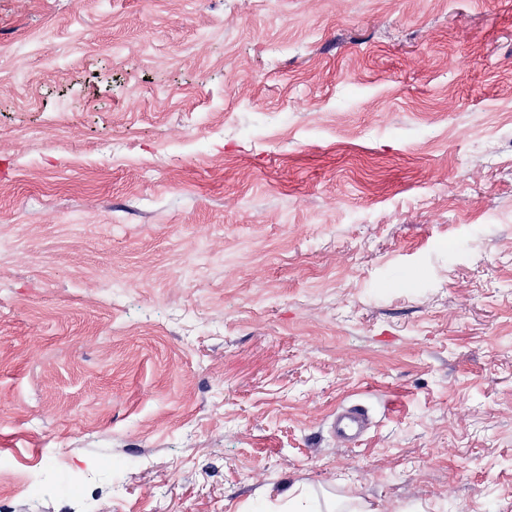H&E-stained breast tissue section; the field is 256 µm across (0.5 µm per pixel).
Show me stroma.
I'll list each match as a JSON object with an SVG mask.
<instances>
[{"label":"stroma","mask_w":512,"mask_h":512,"mask_svg":"<svg viewBox=\"0 0 512 512\" xmlns=\"http://www.w3.org/2000/svg\"><path fill=\"white\" fill-rule=\"evenodd\" d=\"M295 485L512 512V0H0V512ZM369 426L368 414L356 406L344 407L336 412L333 428L344 441L354 442Z\"/></svg>","instance_id":"35a3bbf8"}]
</instances>
